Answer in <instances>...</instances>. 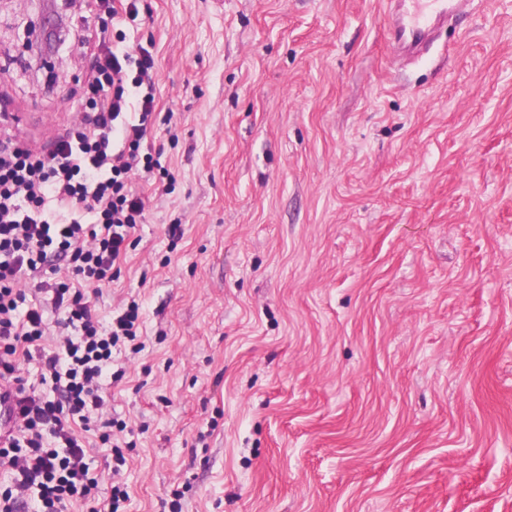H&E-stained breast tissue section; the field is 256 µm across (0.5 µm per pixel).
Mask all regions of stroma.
Listing matches in <instances>:
<instances>
[{
    "label": "stroma",
    "instance_id": "stroma-1",
    "mask_svg": "<svg viewBox=\"0 0 512 512\" xmlns=\"http://www.w3.org/2000/svg\"><path fill=\"white\" fill-rule=\"evenodd\" d=\"M170 173L101 324L120 512H512V0L428 54L386 0H140ZM85 0H0V97H85ZM181 227L179 236L169 225Z\"/></svg>",
    "mask_w": 512,
    "mask_h": 512
}]
</instances>
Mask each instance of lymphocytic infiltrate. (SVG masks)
Returning <instances> with one entry per match:
<instances>
[{"label":"lymphocytic infiltrate","mask_w":512,"mask_h":512,"mask_svg":"<svg viewBox=\"0 0 512 512\" xmlns=\"http://www.w3.org/2000/svg\"><path fill=\"white\" fill-rule=\"evenodd\" d=\"M90 58L86 101L49 154L0 135V468L10 473L0 512H23L32 499L38 512H63L73 501L119 512L127 498L114 468L100 500L86 433L96 420L100 442L112 437L103 381L113 348L137 338L139 305L120 309L105 328L83 289L111 282L143 221L132 176L167 172L142 150L155 110L152 55L94 45ZM34 359L50 393L25 376Z\"/></svg>","instance_id":"lymphocytic-infiltrate-1"}]
</instances>
